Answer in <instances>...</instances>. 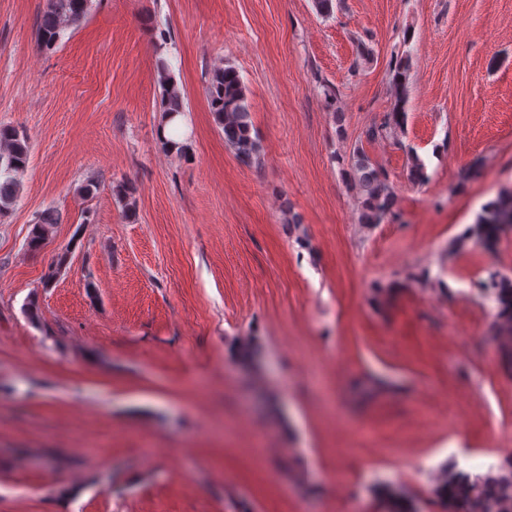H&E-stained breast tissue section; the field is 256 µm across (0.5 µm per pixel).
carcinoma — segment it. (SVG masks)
Listing matches in <instances>:
<instances>
[{
	"label": "carcinoma",
	"mask_w": 512,
	"mask_h": 512,
	"mask_svg": "<svg viewBox=\"0 0 512 512\" xmlns=\"http://www.w3.org/2000/svg\"><path fill=\"white\" fill-rule=\"evenodd\" d=\"M91 0H49L48 8L37 29L38 44L50 50L68 28L78 26L87 16ZM158 84L161 88L162 120L159 131L185 112L184 96L171 72L169 63L160 59L156 63ZM391 90L394 103L383 122L364 131L368 141L388 140L397 137L404 129L407 119L409 96L410 60L400 56L390 66ZM321 93L337 120H342L338 108L335 86L327 81L319 82ZM207 97L214 122L224 132V143L244 165L256 163L260 157V145L251 135V117L248 109L246 87L236 69L230 65H218L211 70L207 83ZM30 157L28 137L10 126L0 127V214L7 212L17 201L20 178L25 172ZM349 176L361 205V223L382 224L392 216L395 200L394 190L387 175L360 147L350 157ZM408 179L413 184L426 181L425 164L417 154H412ZM116 201L123 215L135 211L132 190L118 184L114 189ZM59 217L52 210L44 211L34 225L28 247L38 250L48 238ZM512 224V193L504 192L482 207L469 234L459 244L469 240H484L494 243L502 227ZM486 292L495 296L502 306L501 313L509 314L506 323H495L499 331L505 324L512 325V279L493 273L483 284ZM466 499L472 512H512V459L490 467L487 473L477 476L466 485Z\"/></svg>",
	"instance_id": "1"
}]
</instances>
